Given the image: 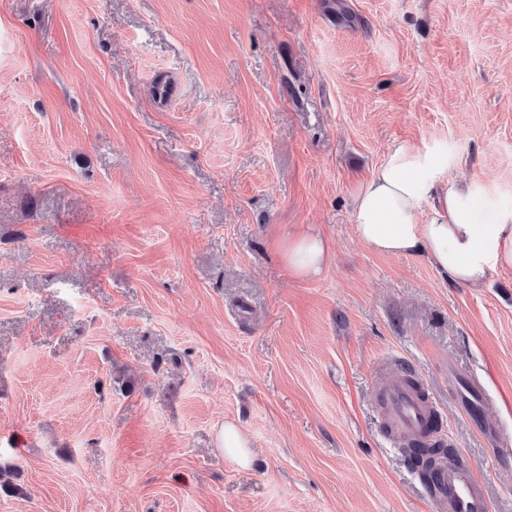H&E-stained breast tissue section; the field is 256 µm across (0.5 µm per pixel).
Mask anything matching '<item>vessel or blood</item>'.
<instances>
[{
	"instance_id": "1",
	"label": "vessel or blood",
	"mask_w": 512,
	"mask_h": 512,
	"mask_svg": "<svg viewBox=\"0 0 512 512\" xmlns=\"http://www.w3.org/2000/svg\"><path fill=\"white\" fill-rule=\"evenodd\" d=\"M380 413L390 432L408 442L422 441L436 410L428 394L411 384L397 367L384 375ZM434 512H487V491L475 473L456 461L438 466Z\"/></svg>"
}]
</instances>
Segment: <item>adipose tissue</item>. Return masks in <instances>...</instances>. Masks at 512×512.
<instances>
[{
    "instance_id": "adipose-tissue-1",
    "label": "adipose tissue",
    "mask_w": 512,
    "mask_h": 512,
    "mask_svg": "<svg viewBox=\"0 0 512 512\" xmlns=\"http://www.w3.org/2000/svg\"><path fill=\"white\" fill-rule=\"evenodd\" d=\"M478 193L473 183L442 185L432 157L399 142L354 191L355 230L373 250L426 254L443 278L478 288L495 268L512 266V212L479 221ZM283 258L295 276L306 278L330 264L332 247L321 234L300 233L285 241Z\"/></svg>"
}]
</instances>
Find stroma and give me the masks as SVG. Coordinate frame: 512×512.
<instances>
[{
    "label": "stroma",
    "instance_id": "obj_1",
    "mask_svg": "<svg viewBox=\"0 0 512 512\" xmlns=\"http://www.w3.org/2000/svg\"><path fill=\"white\" fill-rule=\"evenodd\" d=\"M400 141L512 210V0H0V512H432L389 365L512 512V267L358 240ZM283 258L295 276L306 278L321 273L330 264L332 247L319 233H300L285 241ZM219 448L235 456L240 463L247 464L250 459V442L246 435L232 423L224 424L217 435Z\"/></svg>",
    "mask_w": 512,
    "mask_h": 512
}]
</instances>
